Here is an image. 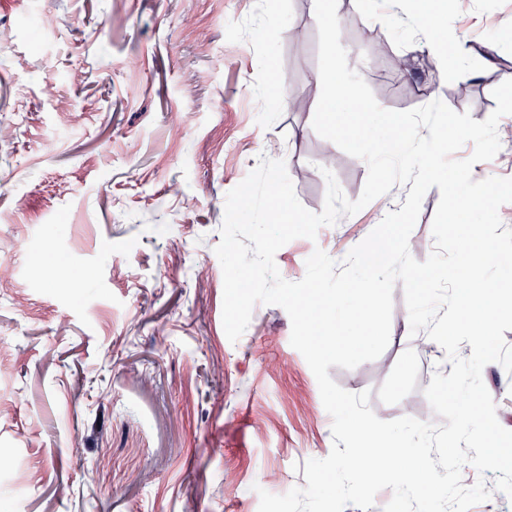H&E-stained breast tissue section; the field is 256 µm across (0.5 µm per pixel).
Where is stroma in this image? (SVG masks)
Instances as JSON below:
<instances>
[{
  "label": "stroma",
  "mask_w": 512,
  "mask_h": 512,
  "mask_svg": "<svg viewBox=\"0 0 512 512\" xmlns=\"http://www.w3.org/2000/svg\"><path fill=\"white\" fill-rule=\"evenodd\" d=\"M337 16L383 108L439 99L481 121L512 79V0H454L439 19L469 51L454 76L376 0H338ZM320 90L314 0H0V512H258L259 490L303 486L306 461L329 455L332 419L288 314L257 304L230 342L215 254L226 195L260 157L284 161L312 212L327 153L359 198L366 163L312 126ZM408 191L284 245L281 276L301 280L317 249L343 261ZM439 200L423 198L416 260ZM421 345L398 285L383 354L329 374L370 391L380 419L435 424ZM482 379L512 430V374L492 362Z\"/></svg>",
  "instance_id": "stroma-1"
}]
</instances>
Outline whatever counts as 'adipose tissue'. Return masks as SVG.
Segmentation results:
<instances>
[{
  "mask_svg": "<svg viewBox=\"0 0 512 512\" xmlns=\"http://www.w3.org/2000/svg\"><path fill=\"white\" fill-rule=\"evenodd\" d=\"M463 244L470 268L484 266L489 261L490 253L482 246L480 238L466 236ZM469 270L448 275L451 298L443 318L446 332L423 339L424 345L435 348L438 354V384L451 387L461 383L454 354L456 346L467 343L475 357H482L488 346L490 328L505 308V289L498 283L473 278Z\"/></svg>",
  "mask_w": 512,
  "mask_h": 512,
  "instance_id": "obj_1",
  "label": "adipose tissue"
}]
</instances>
